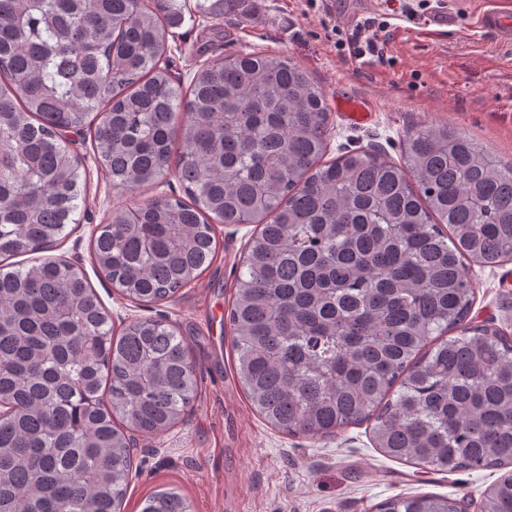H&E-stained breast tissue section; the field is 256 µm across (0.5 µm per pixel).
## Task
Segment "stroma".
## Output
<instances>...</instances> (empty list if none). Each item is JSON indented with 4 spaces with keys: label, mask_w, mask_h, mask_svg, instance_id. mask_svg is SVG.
Returning <instances> with one entry per match:
<instances>
[{
    "label": "stroma",
    "mask_w": 512,
    "mask_h": 512,
    "mask_svg": "<svg viewBox=\"0 0 512 512\" xmlns=\"http://www.w3.org/2000/svg\"><path fill=\"white\" fill-rule=\"evenodd\" d=\"M502 0H439L448 25L436 29L393 17L387 59L358 65L339 60L321 14L304 0H243L220 18L198 16L186 0L182 18L169 28L167 61L173 76L189 84L202 65L233 52L287 54L322 86L330 108L326 153L378 151L401 159L408 133L445 124L512 161V42L481 27V11ZM351 96L372 109L371 122L354 126L336 110ZM85 167L74 223L56 255L78 260L115 326L144 317L163 318L184 336L198 378V395L182 421L160 435L137 434L139 467L121 512H141L156 492L177 489L192 512H374L395 495L418 493L466 500L476 512L499 476L479 472L425 471L384 457L367 425L311 440L268 425L251 407L233 370L226 320L241 271L251 224L215 227L220 249L211 266L173 298L151 306L130 301L89 268V244L112 213L150 197L181 195L174 176L135 192L114 188L94 149L92 133L68 144ZM474 285V323L512 334V260L495 267L469 262Z\"/></svg>",
    "instance_id": "1"
}]
</instances>
